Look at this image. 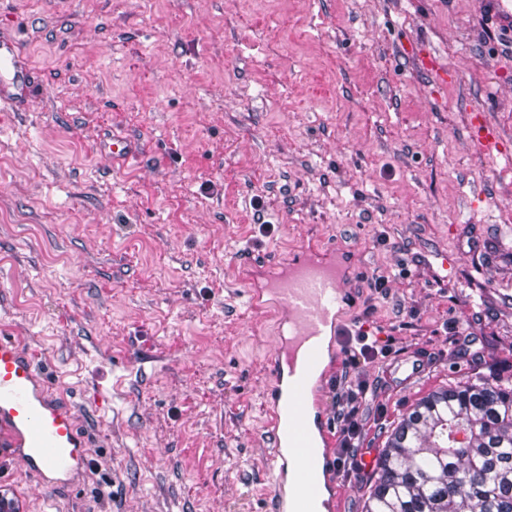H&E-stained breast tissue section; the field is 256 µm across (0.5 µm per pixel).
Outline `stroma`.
I'll use <instances>...</instances> for the list:
<instances>
[{"label": "stroma", "instance_id": "stroma-1", "mask_svg": "<svg viewBox=\"0 0 512 512\" xmlns=\"http://www.w3.org/2000/svg\"><path fill=\"white\" fill-rule=\"evenodd\" d=\"M9 36L36 93L0 112V333L89 451L54 490L0 458L20 512H266L278 326L247 293L313 241L385 351L327 512L420 399L512 375V161L470 129L512 142V36L477 0H0ZM471 124L476 134L477 142L483 152L502 154L511 159V153L503 150V135L499 128L489 124L483 112L471 113Z\"/></svg>", "mask_w": 512, "mask_h": 512}]
</instances>
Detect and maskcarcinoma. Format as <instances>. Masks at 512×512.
Wrapping results in <instances>:
<instances>
[{
    "label": "carcinoma",
    "instance_id": "1",
    "mask_svg": "<svg viewBox=\"0 0 512 512\" xmlns=\"http://www.w3.org/2000/svg\"><path fill=\"white\" fill-rule=\"evenodd\" d=\"M364 512H512V376L422 398L388 432Z\"/></svg>",
    "mask_w": 512,
    "mask_h": 512
}]
</instances>
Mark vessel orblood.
I'll use <instances>...</instances> for the list:
<instances>
[{
	"instance_id": "b4317fda",
	"label": "vessel or blood",
	"mask_w": 512,
	"mask_h": 512,
	"mask_svg": "<svg viewBox=\"0 0 512 512\" xmlns=\"http://www.w3.org/2000/svg\"><path fill=\"white\" fill-rule=\"evenodd\" d=\"M493 29L512 35V0H478ZM32 71L20 44L0 38V106L13 109L33 95ZM483 152H502L503 135L484 113L471 115ZM341 250L313 246L296 262L263 273L250 288L249 303L260 310L275 304L284 332L272 358L275 384L266 399L272 454L268 474L271 512H322L326 444L315 429L324 422L308 392L326 374L324 342L341 328L338 309L347 295ZM0 446L43 485L72 484L87 464V445L74 411L49 396L33 359L12 336H0Z\"/></svg>"
}]
</instances>
